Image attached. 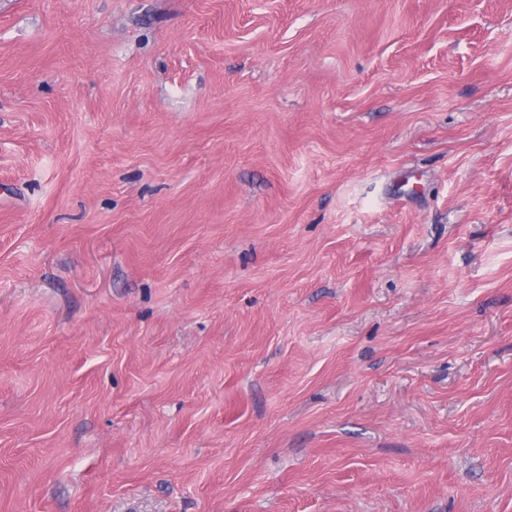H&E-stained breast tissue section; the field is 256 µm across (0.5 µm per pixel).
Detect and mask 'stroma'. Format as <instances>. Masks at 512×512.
Returning a JSON list of instances; mask_svg holds the SVG:
<instances>
[{
  "label": "stroma",
  "mask_w": 512,
  "mask_h": 512,
  "mask_svg": "<svg viewBox=\"0 0 512 512\" xmlns=\"http://www.w3.org/2000/svg\"><path fill=\"white\" fill-rule=\"evenodd\" d=\"M0 512H512V0H0Z\"/></svg>",
  "instance_id": "stroma-1"
}]
</instances>
